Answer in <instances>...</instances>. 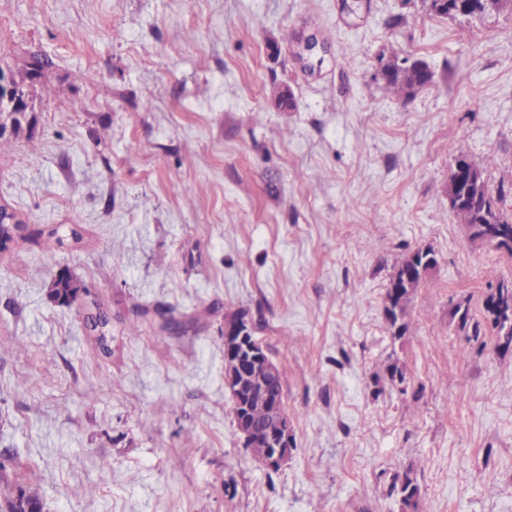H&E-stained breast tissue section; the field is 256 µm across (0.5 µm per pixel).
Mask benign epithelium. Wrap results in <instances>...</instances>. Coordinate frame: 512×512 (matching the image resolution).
I'll list each match as a JSON object with an SVG mask.
<instances>
[{
    "instance_id": "7a95c632",
    "label": "benign epithelium",
    "mask_w": 512,
    "mask_h": 512,
    "mask_svg": "<svg viewBox=\"0 0 512 512\" xmlns=\"http://www.w3.org/2000/svg\"><path fill=\"white\" fill-rule=\"evenodd\" d=\"M406 67L405 58L392 53L377 70L381 79H388ZM19 106L13 83L0 73V104ZM482 175L468 158L459 156L448 179V202L456 209L473 199L474 188L481 185ZM224 360L227 364L225 386L231 394L232 407L239 414L236 428L246 447L262 444L269 449L263 458L267 466H281L292 451V425L280 402L281 374L269 358L264 346L253 336L249 319L244 315L224 317ZM264 398L270 413L261 426L248 416L249 403L255 396Z\"/></svg>"
}]
</instances>
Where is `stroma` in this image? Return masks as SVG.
Listing matches in <instances>:
<instances>
[{
    "mask_svg": "<svg viewBox=\"0 0 512 512\" xmlns=\"http://www.w3.org/2000/svg\"><path fill=\"white\" fill-rule=\"evenodd\" d=\"M391 51L433 82L388 96ZM0 73L22 102L0 107V208L23 226L0 252V462L44 512H402L389 487L409 469L418 512H512V348L449 316L481 318L512 256L448 204L463 154L512 214V9L0 0ZM48 224L82 243L44 250ZM424 247L436 266L396 338L385 292ZM62 267L86 301H48ZM90 300L111 358L85 332ZM139 304L186 332L129 335ZM238 312L283 375L294 450L276 471L244 448L224 386ZM84 324L93 338L95 347L103 357L112 356V324L98 302H91L84 315Z\"/></svg>",
    "mask_w": 512,
    "mask_h": 512,
    "instance_id": "35a3bbf8",
    "label": "stroma"
}]
</instances>
